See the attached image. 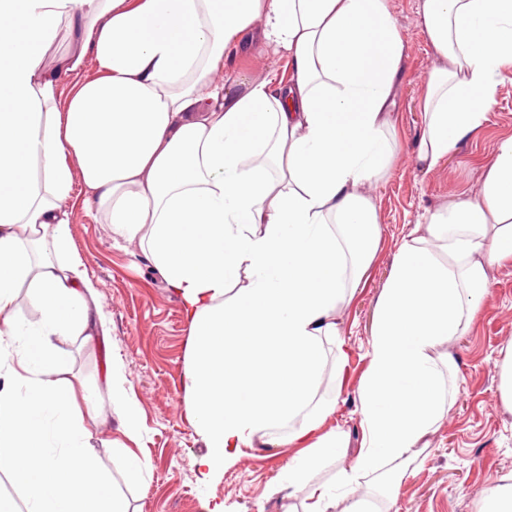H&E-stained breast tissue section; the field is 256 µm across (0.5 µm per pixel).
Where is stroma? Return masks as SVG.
Here are the masks:
<instances>
[{
  "instance_id": "stroma-1",
  "label": "stroma",
  "mask_w": 512,
  "mask_h": 512,
  "mask_svg": "<svg viewBox=\"0 0 512 512\" xmlns=\"http://www.w3.org/2000/svg\"><path fill=\"white\" fill-rule=\"evenodd\" d=\"M405 44V69L397 87L395 157L370 188L378 210L381 239L362 288L341 302L336 318L348 363L341 396L328 426L346 433L342 466L353 463L361 440L358 389L366 370L372 318L394 252L426 211L475 197L503 139L512 137V67L496 77L495 104L488 122L439 168L426 173L412 160L424 125L422 104L426 74L437 56L426 36L421 0H387ZM231 63L257 77L287 75L285 60L266 55L259 43L238 48ZM72 248L94 282L112 323L107 341L88 346L73 341L63 349L75 372L88 382L103 376L113 358L124 364V387L140 410L136 451L148 460V483L126 488L131 512H206L207 503L225 504L228 512H285L283 495L271 492L288 448H259L253 456L225 470L201 488L195 461L204 453L201 439L182 419L181 381L187 327L179 302L167 290L138 243L114 238L83 207L81 186H74ZM490 290L467 333L434 356H453L458 388L451 413L418 453L416 475L407 480L400 512H475L483 491L499 477L512 474V413L499 395L498 364L512 344V262L493 267Z\"/></svg>"
}]
</instances>
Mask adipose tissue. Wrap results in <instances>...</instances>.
<instances>
[{"instance_id":"obj_1","label":"adipose tissue","mask_w":512,"mask_h":512,"mask_svg":"<svg viewBox=\"0 0 512 512\" xmlns=\"http://www.w3.org/2000/svg\"><path fill=\"white\" fill-rule=\"evenodd\" d=\"M0 512H129L144 483L139 409L111 363L108 409L62 350L110 336L71 243L63 204L139 241L187 325L182 416L205 444L202 485L250 449L293 453L272 494L302 512H395L413 450L453 409L432 350L468 329L489 272L512 261V138L475 199L415 224L377 299L359 388L363 440L337 467L345 434L326 422L341 395L316 391L336 307L361 285L379 243L365 192L395 151L404 44L387 0H0ZM439 57L427 75L414 149L430 172L488 120L512 65V0H423ZM78 52L47 64L61 18ZM285 57V80L227 67L235 42ZM93 56L100 74L80 71ZM221 80H214L215 72ZM73 80L55 106L58 76ZM25 289L35 317L19 314ZM118 418L122 465L90 451V428Z\"/></svg>"}]
</instances>
